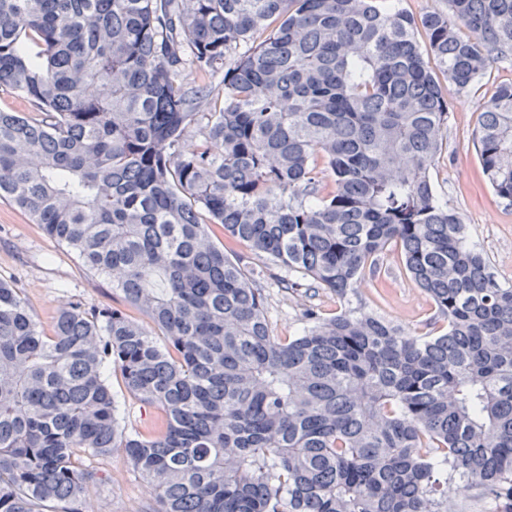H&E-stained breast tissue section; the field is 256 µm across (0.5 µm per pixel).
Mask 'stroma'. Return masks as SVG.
<instances>
[{"label": "stroma", "mask_w": 512, "mask_h": 512, "mask_svg": "<svg viewBox=\"0 0 512 512\" xmlns=\"http://www.w3.org/2000/svg\"><path fill=\"white\" fill-rule=\"evenodd\" d=\"M512 82V57L493 61L483 78L466 91L445 84L448 100L446 147L431 169L438 198L456 209L468 226L470 241L480 247L493 275L512 282V203L500 199L486 180L474 143L481 106L499 85ZM213 239L225 254L246 272L257 275L266 297V313L274 335H297L305 324L304 311L312 307L327 318L345 307H359L397 324L414 336L430 332L435 310L432 300L416 288L403 269L396 246L382 255L376 272L366 274L347 298L319 288L310 294H292L280 288L284 268L257 257L245 244L226 237L221 225H213ZM0 280L22 288L31 312L44 328H52L59 307L69 299L86 307L109 308L122 299L109 279L94 274L67 247L34 224L28 215L0 200ZM109 382L127 431L150 432L157 409L142 406L129 396L119 373ZM102 474V485L92 492L83 512H152V488L124 462L121 450L92 459Z\"/></svg>", "instance_id": "1"}]
</instances>
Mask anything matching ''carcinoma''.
Instances as JSON below:
<instances>
[{
  "mask_svg": "<svg viewBox=\"0 0 512 512\" xmlns=\"http://www.w3.org/2000/svg\"><path fill=\"white\" fill-rule=\"evenodd\" d=\"M447 2L424 47L382 0H0V87L36 107L0 110V198L161 331L70 300L47 332L0 280V512H78L116 448L153 512H442L458 481L512 512V283L430 179L442 82L512 55V0ZM475 140L512 202V84ZM210 224L342 298L397 244L441 325L310 309L282 339ZM109 382L118 405L122 426H125L128 432L139 431L149 433L157 422L158 410L144 407L133 397L129 396L124 389L119 372H113L112 370Z\"/></svg>",
  "mask_w": 512,
  "mask_h": 512,
  "instance_id": "1",
  "label": "carcinoma"
}]
</instances>
